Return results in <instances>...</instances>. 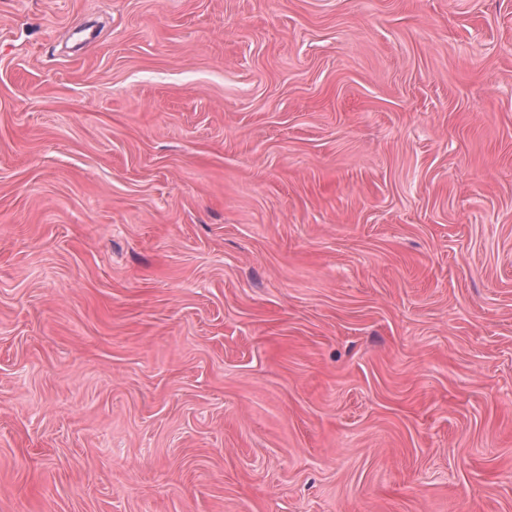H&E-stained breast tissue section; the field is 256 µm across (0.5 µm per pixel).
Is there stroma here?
Returning <instances> with one entry per match:
<instances>
[{
    "label": "stroma",
    "mask_w": 512,
    "mask_h": 512,
    "mask_svg": "<svg viewBox=\"0 0 512 512\" xmlns=\"http://www.w3.org/2000/svg\"><path fill=\"white\" fill-rule=\"evenodd\" d=\"M0 512H512V0H0Z\"/></svg>",
    "instance_id": "obj_1"
}]
</instances>
